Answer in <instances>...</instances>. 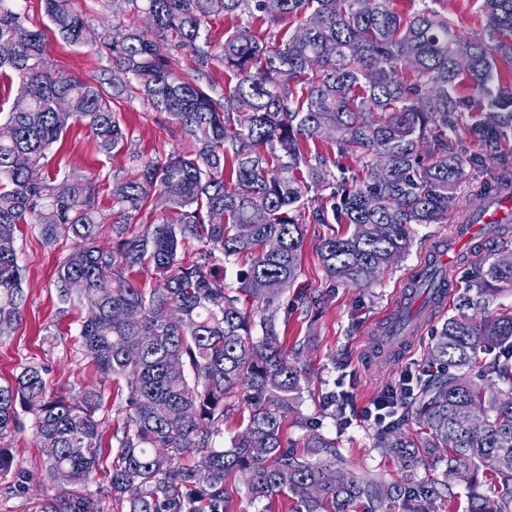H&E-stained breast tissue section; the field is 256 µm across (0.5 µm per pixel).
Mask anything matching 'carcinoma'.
<instances>
[{
	"label": "carcinoma",
	"mask_w": 512,
	"mask_h": 512,
	"mask_svg": "<svg viewBox=\"0 0 512 512\" xmlns=\"http://www.w3.org/2000/svg\"><path fill=\"white\" fill-rule=\"evenodd\" d=\"M149 17L147 32L118 28L98 52L112 58L108 88H95L49 64L45 35L27 25L13 0H0V74L18 81L0 119V336L22 321L23 268L16 252L20 224L45 242L70 243L55 288L63 304L84 300L80 336L104 375L124 382L125 422L109 473L112 494L129 512H228L225 480L244 477L251 503L284 491L299 512H347L365 499L376 507L415 501L425 512L436 488L415 480L420 451L448 449V475L474 488L491 470L498 492L476 493L470 512H512V312L493 318L452 316L429 351L436 371L423 373L405 398L406 416L425 437L410 440L388 427L377 447L407 468L389 487L345 476L336 443L313 434L307 455L282 446L281 425L302 393V376L277 333L280 300L298 279L305 224H348L316 252L334 282L366 286L412 245L413 225L448 219V196L467 169L492 160L500 130L512 127V84L497 82V64L512 71V0H482L483 33L461 36L435 11L401 12L391 0H122ZM63 42H84V20L69 0H43ZM240 24L214 44L216 17ZM286 29L278 40L274 29ZM193 53L186 72L160 52L169 39ZM235 77L224 101L212 96L209 67ZM140 94L194 143L157 156L133 153L135 168L114 174L111 206L97 201L95 179H58L48 152L75 124L89 129L106 154L128 135L111 102ZM483 119L467 137L448 141L462 112ZM433 143L428 153L422 143ZM361 150V186L331 174L336 164L317 148ZM166 208L139 228L137 216ZM112 225L116 247L96 241ZM248 255L238 288L224 286V262ZM143 268L156 286L138 287ZM445 270L430 259L410 288L436 289ZM479 299L512 289V266L495 259L478 271ZM250 307H243V300ZM261 335H254L255 331ZM46 369L28 365L0 385V436L20 413L31 416L45 467L59 484L39 512H100L75 487L99 469L102 444L96 387L73 398L47 388ZM495 379L483 385L478 379ZM243 385L253 405L244 429L224 448V395Z\"/></svg>",
	"instance_id": "1"
}]
</instances>
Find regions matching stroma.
Masks as SVG:
<instances>
[{
  "label": "stroma",
  "mask_w": 512,
  "mask_h": 512,
  "mask_svg": "<svg viewBox=\"0 0 512 512\" xmlns=\"http://www.w3.org/2000/svg\"><path fill=\"white\" fill-rule=\"evenodd\" d=\"M15 5L25 12L31 29L45 33L50 62L94 87L112 68L111 59L97 53V42L116 27H146L144 18L129 13L123 0H70V8L85 19L89 37L87 44L73 46L55 35L42 0H16ZM395 6L410 12L431 8L461 34H472L483 25L479 0H396ZM111 106L129 136L127 147L111 154L100 152L89 130L77 124L49 153L50 172L62 177L96 178L98 201L105 208L110 205L106 188L113 173L133 168L131 152L163 157L189 147L188 141L173 132L141 97L128 96L112 101ZM498 175V168L492 165L469 171L458 191V205L448 211L447 223L415 225L410 252L378 272L366 288L331 285L316 253L321 238L331 233L345 234L347 225H306L301 273L295 286L314 291L319 302L309 312L296 302L294 292L287 293L280 302L277 332L282 348L306 378L301 401L282 424L285 447L304 453L307 437L318 433L335 441L344 472L376 478L390 486L403 482L406 471L399 459L376 446L378 425L360 418L359 412L397 383L402 373H422L434 337L448 317H475L482 312L496 315L512 309L510 290L500 292L486 308L472 305L477 298L473 272L485 260L497 257L502 240L512 241V223L501 225L495 234L486 237L478 254L462 262L453 255L447 258L453 288L446 305L433 308L417 334L400 349L393 352L378 348L374 329L391 305L406 294L405 277L416 271L435 243L452 238L453 226L461 222L463 211L474 212L483 206L484 199L477 191L481 184L496 181ZM16 237L27 301L21 324L11 335L0 337V384L12 381L25 365L40 364L47 370L50 387L64 389L70 396H78L87 386L100 387L104 393L99 416L105 471L116 455L114 434L123 425L120 410L126 392L121 382L102 375L84 354L79 332L87 314L86 303L65 310L58 301L54 280L69 253L68 244H48L38 229L28 224L19 225ZM341 391L349 395L347 422L343 425L333 420L326 405L329 393ZM1 446L10 449L16 468L26 473L28 482L19 490L12 478H0V512H38L40 503L54 495L57 487L46 474L44 453L32 429L1 435ZM104 471L81 486V493L99 500L102 512H127V503L113 498Z\"/></svg>",
  "instance_id": "stroma-1"
}]
</instances>
